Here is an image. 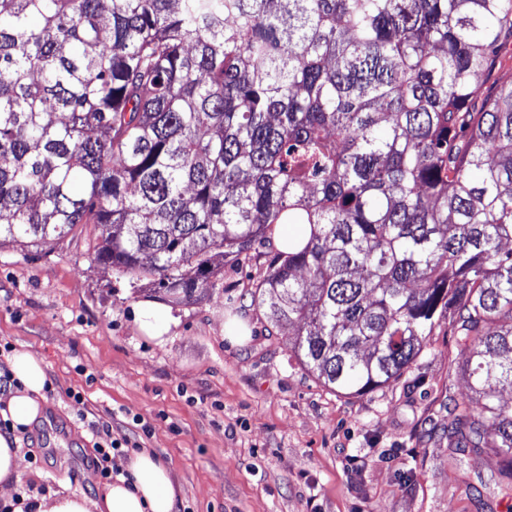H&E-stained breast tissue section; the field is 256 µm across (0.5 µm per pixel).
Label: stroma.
Listing matches in <instances>:
<instances>
[{
    "label": "stroma",
    "mask_w": 512,
    "mask_h": 512,
    "mask_svg": "<svg viewBox=\"0 0 512 512\" xmlns=\"http://www.w3.org/2000/svg\"><path fill=\"white\" fill-rule=\"evenodd\" d=\"M85 225L50 247L0 246V352L46 365V420L20 433L16 505L103 483L95 443L141 418L142 447L170 464L174 512H512L499 459L455 447V403L472 392L447 323L395 381L365 394L329 391L299 363L293 329L253 298L278 230L218 285L171 307L165 345L140 333L148 280L95 263ZM243 331L231 342L224 326ZM81 392L75 405L71 392Z\"/></svg>",
    "instance_id": "1"
}]
</instances>
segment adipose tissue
Listing matches in <instances>:
<instances>
[{
  "label": "adipose tissue",
  "mask_w": 512,
  "mask_h": 512,
  "mask_svg": "<svg viewBox=\"0 0 512 512\" xmlns=\"http://www.w3.org/2000/svg\"><path fill=\"white\" fill-rule=\"evenodd\" d=\"M6 364L17 387L0 401V418L16 433L25 431L45 410L42 390L47 375L45 363L22 349L7 357ZM121 467L122 475L106 483L97 497L63 487L32 497L31 512H174L176 478L171 468L148 449L133 452Z\"/></svg>",
  "instance_id": "obj_1"
}]
</instances>
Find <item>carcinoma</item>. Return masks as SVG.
<instances>
[{
  "instance_id": "cac0c4a2",
  "label": "carcinoma",
  "mask_w": 512,
  "mask_h": 512,
  "mask_svg": "<svg viewBox=\"0 0 512 512\" xmlns=\"http://www.w3.org/2000/svg\"><path fill=\"white\" fill-rule=\"evenodd\" d=\"M512 0H0V243L94 224L174 303L273 224L257 300L340 394L400 377L448 310L466 448L512 480Z\"/></svg>"
}]
</instances>
